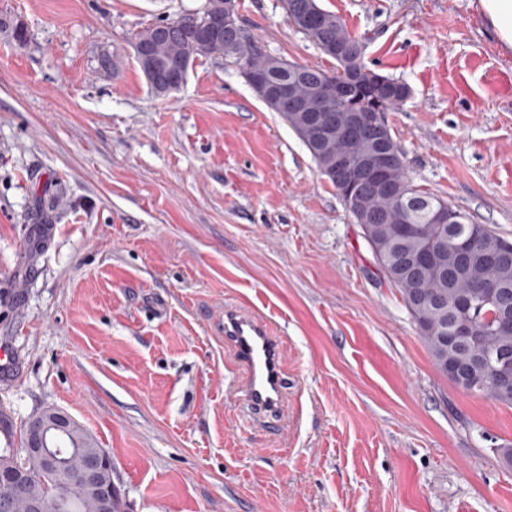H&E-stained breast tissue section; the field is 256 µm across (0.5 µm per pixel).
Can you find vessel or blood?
<instances>
[{"mask_svg":"<svg viewBox=\"0 0 512 512\" xmlns=\"http://www.w3.org/2000/svg\"><path fill=\"white\" fill-rule=\"evenodd\" d=\"M224 338L239 371L233 390L244 397L253 419L277 420L288 390L280 336L265 319L230 307L224 311Z\"/></svg>","mask_w":512,"mask_h":512,"instance_id":"1","label":"vessel or blood"}]
</instances>
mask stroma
<instances>
[{
  "instance_id": "1",
  "label": "stroma",
  "mask_w": 512,
  "mask_h": 512,
  "mask_svg": "<svg viewBox=\"0 0 512 512\" xmlns=\"http://www.w3.org/2000/svg\"><path fill=\"white\" fill-rule=\"evenodd\" d=\"M204 0H0V388L19 447L63 410L131 512H512V407L436 370L398 288L304 143L238 65L157 94L135 34ZM404 81L385 119L419 188L512 240V55L473 0H318ZM266 53L334 69L281 0H240ZM55 196L50 223L36 200ZM271 320L288 402L229 389L226 305Z\"/></svg>"
}]
</instances>
